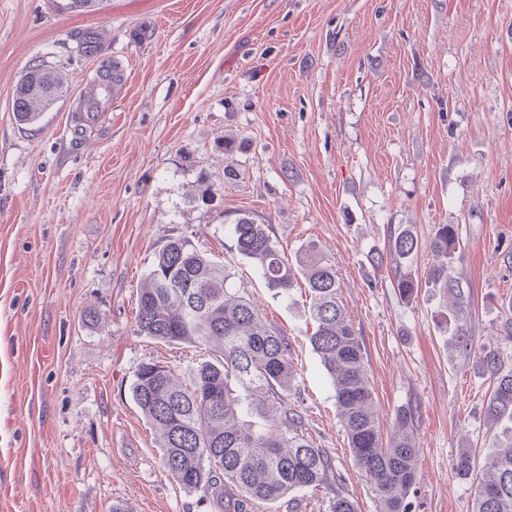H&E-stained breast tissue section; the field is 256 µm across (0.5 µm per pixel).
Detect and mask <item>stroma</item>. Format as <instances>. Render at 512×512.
Wrapping results in <instances>:
<instances>
[{
    "instance_id": "stroma-1",
    "label": "stroma",
    "mask_w": 512,
    "mask_h": 512,
    "mask_svg": "<svg viewBox=\"0 0 512 512\" xmlns=\"http://www.w3.org/2000/svg\"><path fill=\"white\" fill-rule=\"evenodd\" d=\"M56 3L0 0V512H233L234 486L219 499L172 478L132 396L141 363L188 377L208 358L137 330V293L174 238L222 262L285 334L288 402L333 463L327 485L246 512H331L339 495L377 512L309 341L308 293L276 295L238 254L242 212L289 259L313 245L334 265L383 437L415 409L409 512H473L479 478L457 459L483 460L512 423L487 416L489 379L441 329L443 299H400L389 238L456 225L461 322L474 346L498 341L512 307V0ZM87 29L124 82L77 140L100 57L76 50ZM36 58L69 91L27 126L13 95Z\"/></svg>"
}]
</instances>
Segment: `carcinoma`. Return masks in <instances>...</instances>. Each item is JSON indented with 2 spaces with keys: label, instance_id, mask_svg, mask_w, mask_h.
<instances>
[{
  "label": "carcinoma",
  "instance_id": "1",
  "mask_svg": "<svg viewBox=\"0 0 512 512\" xmlns=\"http://www.w3.org/2000/svg\"><path fill=\"white\" fill-rule=\"evenodd\" d=\"M76 43L85 55L100 52L92 31L79 34ZM95 83L99 94L84 102L85 112L99 111L101 101L112 95L102 84H120L121 74L100 70ZM67 87L68 78L56 65L34 61L15 88L18 121L38 124ZM231 232L238 253L253 263L268 288L288 296L298 278L304 279L315 323L310 343L334 387L354 461L375 493L379 512H409L406 500L417 477L415 412L399 410L397 437L383 443L363 346L347 319L335 269L312 248L292 268L266 225L246 213L236 218ZM459 246L453 224L438 225L425 243L406 228L389 241L390 255L400 261L429 249L438 263L424 272L425 284L445 295L455 288L449 269ZM396 280L401 298L411 301L418 278L401 270ZM228 281L224 265L186 240H171L159 251L138 293V330L157 342L204 347L211 359L197 366L188 384L169 366L144 362L133 397L176 482L212 496L224 495V484L230 483L246 501L275 502L325 484L331 458L306 434L300 412L283 395L293 377L288 339ZM477 358L492 381L487 415L512 420V369L490 344L478 348ZM483 469L490 479L479 481L473 512H512V433L484 457Z\"/></svg>",
  "mask_w": 512,
  "mask_h": 512
}]
</instances>
